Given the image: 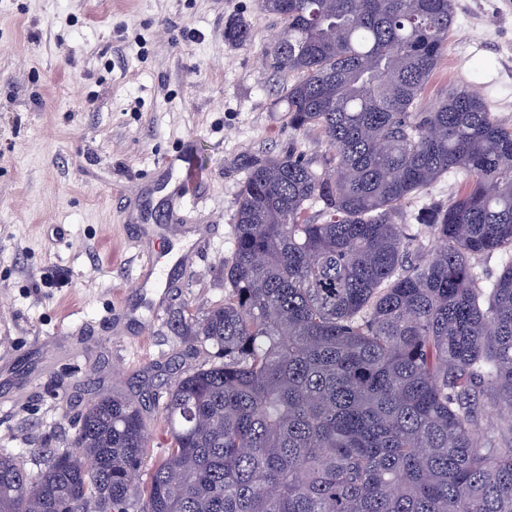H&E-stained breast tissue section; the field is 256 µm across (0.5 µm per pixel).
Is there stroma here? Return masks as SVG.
Returning <instances> with one entry per match:
<instances>
[{"label":"stroma","mask_w":512,"mask_h":512,"mask_svg":"<svg viewBox=\"0 0 512 512\" xmlns=\"http://www.w3.org/2000/svg\"><path fill=\"white\" fill-rule=\"evenodd\" d=\"M455 22L422 95L430 106L477 81L512 124V0H454ZM247 44L224 38L229 20ZM281 30L262 0H0V454L57 444L100 391L147 402L202 362L174 325L224 300L234 207L248 162L295 148L322 168L319 131L288 127L283 74L265 51ZM197 173L166 223L164 159ZM148 220L130 207L145 181ZM449 174L404 204L447 201ZM193 243L190 272L144 284L146 251L168 260Z\"/></svg>","instance_id":"obj_1"}]
</instances>
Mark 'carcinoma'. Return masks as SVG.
<instances>
[{"label": "carcinoma", "instance_id": "carcinoma-1", "mask_svg": "<svg viewBox=\"0 0 512 512\" xmlns=\"http://www.w3.org/2000/svg\"><path fill=\"white\" fill-rule=\"evenodd\" d=\"M264 7L288 127L321 131L325 169L251 162L224 302L177 323L207 361L153 399V430L106 391L31 445L37 472L1 454L0 512H512V125L468 88L418 110L453 0ZM450 173L417 215L430 254L400 209ZM465 176L462 173L448 174L433 183L427 193L410 200L402 206V212L407 217L406 224H412L410 232L417 234L421 244L428 251L437 248L438 243L432 237L430 230L422 224H417L415 216L419 211L430 206L434 202H447L454 193L460 189Z\"/></svg>", "mask_w": 512, "mask_h": 512}]
</instances>
